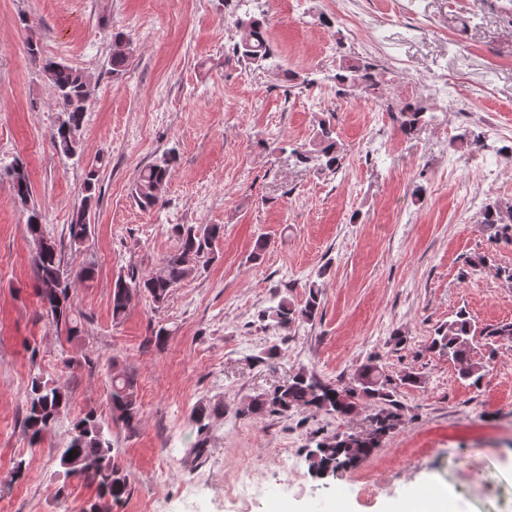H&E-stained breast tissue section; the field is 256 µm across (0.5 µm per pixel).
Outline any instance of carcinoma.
<instances>
[{"label": "carcinoma", "mask_w": 512, "mask_h": 512, "mask_svg": "<svg viewBox=\"0 0 512 512\" xmlns=\"http://www.w3.org/2000/svg\"><path fill=\"white\" fill-rule=\"evenodd\" d=\"M234 26L238 40L233 44L232 52L237 60L260 69L266 62L276 58L275 49L267 38L265 19L246 11L237 16ZM125 40L127 37L122 32L113 36L110 64L115 75L122 74L127 66L128 51L122 48ZM27 49L30 59L40 65L54 91L60 114L54 146L65 157L72 158L78 154L80 146L89 103L90 81L82 72L64 62L42 58L37 43L28 42ZM333 80L339 94L371 96L381 101L385 111L398 113L399 128L406 135L413 133L424 118L426 108L419 102L406 101L395 105L383 97L376 65L369 60L340 58ZM455 142L458 148L473 154L484 148L482 134L473 130L459 134ZM292 155L300 165L317 162L316 171L321 174H337L343 165V155L331 119H319L311 147H297L292 150ZM175 162V152L170 150L141 169L135 182L134 198L142 209L152 210L164 203V193ZM6 172L11 178L14 198L21 205H27L30 197L27 172L17 164L6 167ZM96 181V171L89 170L84 182L86 195L83 204L67 227L68 238L73 246L79 245L90 233V210ZM480 223L495 229L500 237L512 240V204L499 201L487 203L481 211ZM27 227L35 243L31 263L39 284L42 309L53 323L66 328L67 335L75 336L79 332L80 318L69 291L61 251L58 250L56 240L46 233L42 213L34 207L28 210ZM174 234L177 249L165 259L160 270L141 276L131 269L115 280L112 290L113 318L118 319L125 314L130 301V288L137 293L147 294L157 306L166 303L173 288L213 259L215 245L224 236V226L178 224L174 227ZM320 310L321 293L312 283L308 286L304 305L298 307L284 297L277 306L264 312V316L272 319L278 327L287 329L297 321L314 320ZM504 339L512 340V322L480 326L468 311L461 309L452 320L435 329L429 349L448 357L457 368L460 378L470 381V385L477 388L485 376L484 363L474 358L480 341ZM110 381L112 417L132 429L139 415L134 378L126 372L115 371L110 374ZM420 383L421 376L410 371L396 381L371 360L360 365L349 385L341 388L324 383L302 369L273 392L253 397L241 412L257 417L316 408L340 418H350L360 408L374 406V412L368 417L366 432L324 435L315 441V450L306 451L309 473L324 479L370 457L401 422L398 387ZM66 406L67 397L60 388L49 385L39 375L32 377L24 418V428L30 441L39 442ZM223 412L222 405H200L194 408L191 419L197 427L198 435H203L207 427L206 420L211 415ZM59 461L65 474L96 487L97 496L88 504L86 512H104L112 506V502L122 499L129 492L124 468L113 453L112 443L106 437L101 421L92 412L71 423L70 440L62 450Z\"/></svg>", "instance_id": "1"}]
</instances>
